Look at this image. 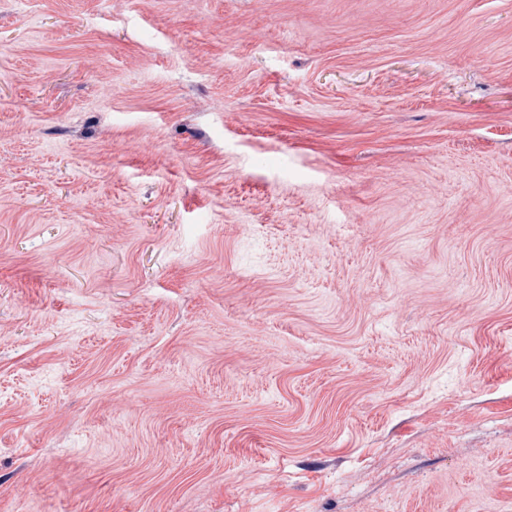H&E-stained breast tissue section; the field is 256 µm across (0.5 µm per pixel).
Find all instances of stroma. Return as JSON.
<instances>
[{
    "instance_id": "1",
    "label": "stroma",
    "mask_w": 512,
    "mask_h": 512,
    "mask_svg": "<svg viewBox=\"0 0 512 512\" xmlns=\"http://www.w3.org/2000/svg\"><path fill=\"white\" fill-rule=\"evenodd\" d=\"M0 512H512V0H0Z\"/></svg>"
}]
</instances>
